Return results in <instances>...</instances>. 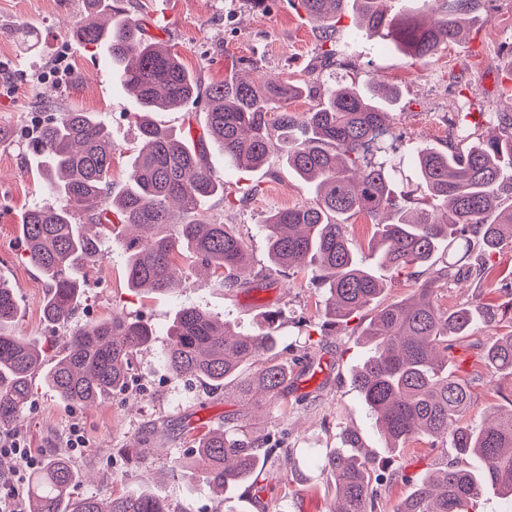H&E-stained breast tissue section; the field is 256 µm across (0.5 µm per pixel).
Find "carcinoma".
Segmentation results:
<instances>
[{
    "mask_svg": "<svg viewBox=\"0 0 512 512\" xmlns=\"http://www.w3.org/2000/svg\"><path fill=\"white\" fill-rule=\"evenodd\" d=\"M99 14L76 36L103 45L116 75L135 98L138 149L129 161L127 181L112 194V141L104 123L87 112H54L40 121L32 151L42 163L46 201L26 212L21 234L25 258L46 283L42 317L66 327L81 294L77 272L98 255L96 236L86 226H123L118 238L126 256L131 287L171 292L182 285L175 259L184 254L205 278L228 292L251 286L247 247L216 220H202L199 209L224 194V179L207 162L206 140L220 144L224 161L256 170L281 162L311 184L313 201L277 209L262 224L271 265L303 272L323 291L322 312L334 327L372 308L361 331L369 355L353 383L375 429L391 448L426 437L450 442L455 459L413 484L396 512H476L485 487L512 498V412L493 413L480 426L463 422L472 401L469 384L448 372L450 339L469 334L480 322L512 325V315L480 298L454 309L439 294L461 275L488 279L477 245L491 253L512 245V204L502 206L501 190L512 183V115L489 112L498 133L483 138L472 131L466 105L458 109V143L448 151L416 147L410 154L421 202L393 197L397 169L367 159L370 146L390 133L393 89L335 85L304 116L288 111V100L303 88L288 80L238 74L203 86L181 57L149 39L146 18L101 0ZM320 23L323 42L332 41L346 10L356 21L351 39L366 35L391 42L412 60L427 61L463 38L464 22L479 0H440V16L428 23L397 10L393 0H297ZM207 102L206 123L196 140L174 134L153 114L189 110ZM372 254L395 274L423 268L412 293L382 304L384 285L359 262L338 217L362 213L377 217ZM19 302L10 283L0 279V433L13 430L33 396V380L44 375L57 397L72 405L93 404L127 390L134 356L154 336L150 325L114 315L71 330L49 369L43 351L15 327ZM277 311H266L250 333L235 332L224 319L195 305H184L168 329L159 362L176 379H195L238 409L224 426L196 438L195 453L172 458V470L192 469L204 484L227 496L243 484L257 495L266 491L256 475L260 457H272L280 442L247 428L256 398L280 397L287 387L285 361L276 352ZM489 373L512 374V330L497 337L485 353ZM342 445L320 457L319 476L333 488L330 512H376L371 484L374 460L360 433L345 428ZM478 458L484 469L465 461ZM78 474L63 456L46 459L28 497L31 512H171L169 504L146 491H128L103 506L99 493L76 496Z\"/></svg>",
    "mask_w": 512,
    "mask_h": 512,
    "instance_id": "carcinoma-1",
    "label": "carcinoma"
}]
</instances>
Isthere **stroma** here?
Returning a JSON list of instances; mask_svg holds the SVG:
<instances>
[{
	"label": "stroma",
	"instance_id": "obj_1",
	"mask_svg": "<svg viewBox=\"0 0 512 512\" xmlns=\"http://www.w3.org/2000/svg\"><path fill=\"white\" fill-rule=\"evenodd\" d=\"M124 6L146 16L148 35L176 51L203 83H219L230 74L250 71L301 82L304 95L288 105L299 117L333 84L352 81L363 86L378 81L393 86L398 91L393 132L400 157L414 145L444 151L456 143L453 107L460 98H467L477 112L512 115V96L499 88L501 77L512 72V0H482L470 14L459 43L417 64L380 38L350 41L353 17L349 14L337 24L335 41L352 42V49L322 64L320 25L289 0H125ZM92 11L89 0H0V83L10 86L0 93V128L10 134L0 142V278L10 281L20 296L18 332L38 340L49 363L69 331L44 322L45 283L22 260L21 217L45 199L28 136L44 115L71 109L92 113L112 137L116 192L126 183L138 138L134 101L119 84L108 54L75 36ZM20 28L34 31L37 48H26L17 40L15 32ZM60 59L70 68L72 79L64 83L45 79V72ZM209 160L230 196L206 201L200 213L229 224L242 238L253 271L267 273L264 287L229 293L189 280L173 292L142 293L128 284L119 245L102 236L99 255L80 275L83 287L74 322L102 321L122 313L151 325L153 342L134 362L138 384L91 406L66 404L47 388L35 386L21 413L19 433L40 456L68 457L81 477L76 487L80 494L118 495L147 487L167 500L173 512H328L332 492L318 479V458L326 449L338 447L343 428H354L375 460L377 512H395L410 492L406 476L450 462L452 449L425 439L402 451L386 447L350 379L365 352L358 340L359 319L322 329V293L309 276L270 270L261 223L273 210L312 201L308 184L282 164L240 172L225 165L223 152L214 144L209 147ZM345 224L358 257L385 282L382 302L407 297L413 279L376 268L370 258L372 219L355 214ZM187 302L217 314L241 332L256 330L259 306L282 312L277 350L287 358L296 382L286 397L252 411L251 420L258 429L283 437L293 452L297 473L285 476L276 459L264 461L261 470L267 490L261 497L226 499L189 475L170 470L173 455H186L195 448L193 436L178 430L180 419L188 417L216 428L234 410L223 394L211 395L198 383L173 379L158 361L168 343V327ZM308 335L314 340L309 348L304 345ZM496 337L495 330L479 325L471 336L453 344L452 367L471 384L472 403L464 420L472 425L490 410H512V377L490 376L481 361L483 346ZM75 423L87 440V450L81 454L70 453L66 446ZM150 427L155 430L151 448L126 454V447Z\"/></svg>",
	"mask_w": 512,
	"mask_h": 512
}]
</instances>
